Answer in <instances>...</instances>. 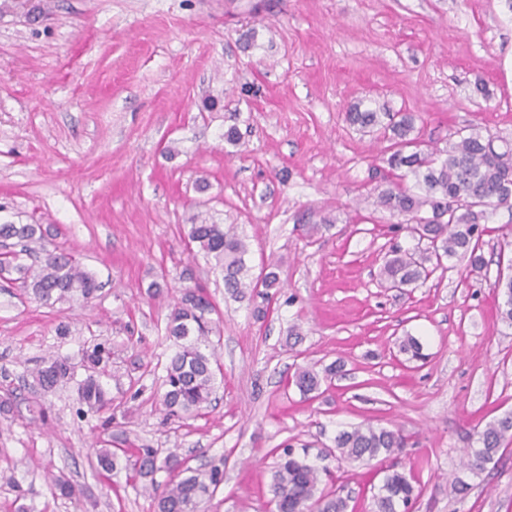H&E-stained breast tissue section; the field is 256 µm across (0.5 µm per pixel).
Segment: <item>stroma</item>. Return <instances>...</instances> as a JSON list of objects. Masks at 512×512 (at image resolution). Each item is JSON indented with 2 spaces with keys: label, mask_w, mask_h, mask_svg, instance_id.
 Masks as SVG:
<instances>
[{
  "label": "stroma",
  "mask_w": 512,
  "mask_h": 512,
  "mask_svg": "<svg viewBox=\"0 0 512 512\" xmlns=\"http://www.w3.org/2000/svg\"><path fill=\"white\" fill-rule=\"evenodd\" d=\"M412 112L445 146L472 126L512 142V6L507 0H0V223L53 225L101 285L88 303L48 308L0 290V512H154L109 448L177 449L191 468L222 465L206 512H274V449L329 467L348 512H374L385 469L347 462L336 433L398 430L412 512H512V432L481 471L463 464L477 433L512 414V327L492 284L512 275V208L490 215L486 266L454 259L406 290L378 277L395 217L385 141L350 126V105ZM239 115L242 140L225 143ZM246 237L252 275L274 266L273 298H232L189 252L196 215ZM163 280L158 295L148 293ZM199 285L219 324L223 367L211 408L168 416L164 327L179 291ZM268 308L265 319L255 309ZM299 336H290L292 327ZM419 339L424 359L399 353ZM111 347L97 376L111 413L79 414L83 354ZM65 357L75 378L43 394L32 369ZM340 365L316 395L297 368ZM44 410L48 422H32ZM62 477L84 492L59 495ZM469 483L458 495L454 479Z\"/></svg>",
  "instance_id": "stroma-1"
}]
</instances>
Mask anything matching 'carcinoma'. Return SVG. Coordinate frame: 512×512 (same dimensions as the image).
<instances>
[{"label":"carcinoma","instance_id":"obj_1","mask_svg":"<svg viewBox=\"0 0 512 512\" xmlns=\"http://www.w3.org/2000/svg\"><path fill=\"white\" fill-rule=\"evenodd\" d=\"M389 118L383 123L382 118ZM346 121L360 130L377 129L390 141L385 163L392 177L389 186L377 198V206L392 215L407 218L405 229L415 241L411 248L394 246L379 270V277L391 288H409L427 280L444 260L468 258L474 269L485 267L480 254L487 228L482 221L501 206L512 207V144L473 126L459 140L444 147L431 146L410 137L415 115L364 109L356 104L346 112ZM48 230L42 224H0V242L11 248L0 252V282L5 288H18L23 295L44 306L79 297L89 301L99 285L77 258L65 251L47 249ZM189 244L195 245L207 262L224 274V288L237 297L245 289L264 288L265 295L280 288L278 274L269 270L254 279L246 263L248 244L235 227L205 221L187 225ZM492 288L503 297L498 317L512 326V276L497 277ZM215 306L204 289L184 288L174 303L166 325L167 339L174 354L165 366L163 404L170 416H196L211 403L216 392L217 363L209 338L215 321ZM399 351L413 359L423 357L422 346L407 335L398 344ZM336 374L329 365L324 374L305 367L298 369L292 382L309 395L319 390L321 382ZM41 390L48 392L73 378L74 371L65 359L51 358L32 373ZM79 401L91 409H103L108 400L102 385L88 375L78 383ZM512 430V415L489 424L478 433L480 447L471 451L468 466L473 471L492 461L499 452L505 434ZM335 448L340 458L357 462L382 454L391 456L406 447L397 431L372 425H360L337 433ZM98 466L110 472L120 466L140 478L160 471L169 479L151 482L155 512H199L204 496L224 482L218 466L192 469L174 452L161 454L155 448H109L95 451ZM328 470L282 449L273 467L270 492L276 512H348V499L334 491L319 488L321 474ZM419 495L405 473L390 466L374 495L376 512H411Z\"/></svg>","mask_w":512,"mask_h":512}]
</instances>
